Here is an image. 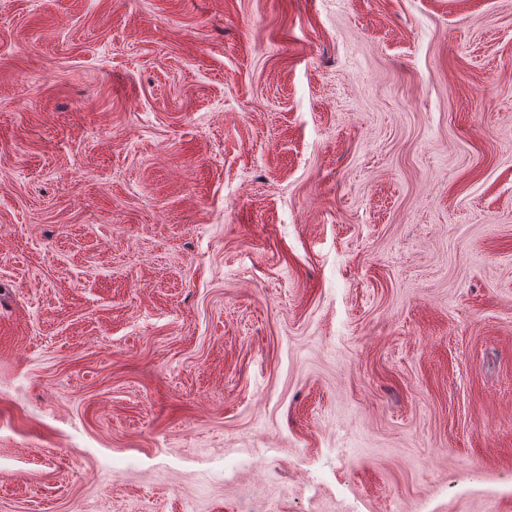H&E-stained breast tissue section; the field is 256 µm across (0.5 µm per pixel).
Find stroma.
I'll return each mask as SVG.
<instances>
[{
    "instance_id": "obj_1",
    "label": "stroma",
    "mask_w": 512,
    "mask_h": 512,
    "mask_svg": "<svg viewBox=\"0 0 512 512\" xmlns=\"http://www.w3.org/2000/svg\"><path fill=\"white\" fill-rule=\"evenodd\" d=\"M88 503L512 512V0H0V512Z\"/></svg>"
}]
</instances>
